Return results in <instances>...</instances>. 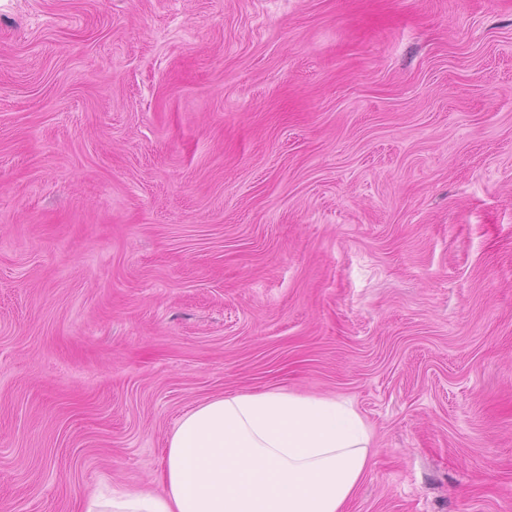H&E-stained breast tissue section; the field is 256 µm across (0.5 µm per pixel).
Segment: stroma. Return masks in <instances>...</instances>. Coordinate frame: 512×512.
<instances>
[{
	"mask_svg": "<svg viewBox=\"0 0 512 512\" xmlns=\"http://www.w3.org/2000/svg\"><path fill=\"white\" fill-rule=\"evenodd\" d=\"M270 389L370 426L346 512H512V0H0V503Z\"/></svg>",
	"mask_w": 512,
	"mask_h": 512,
	"instance_id": "stroma-1",
	"label": "stroma"
}]
</instances>
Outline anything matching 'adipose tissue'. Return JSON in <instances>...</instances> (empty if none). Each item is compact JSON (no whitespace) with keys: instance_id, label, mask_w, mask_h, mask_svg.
I'll return each instance as SVG.
<instances>
[{"instance_id":"ef3b65f1","label":"adipose tissue","mask_w":512,"mask_h":512,"mask_svg":"<svg viewBox=\"0 0 512 512\" xmlns=\"http://www.w3.org/2000/svg\"><path fill=\"white\" fill-rule=\"evenodd\" d=\"M372 432L351 401L284 390L201 402L179 420L162 491L87 495L85 512H345Z\"/></svg>"}]
</instances>
